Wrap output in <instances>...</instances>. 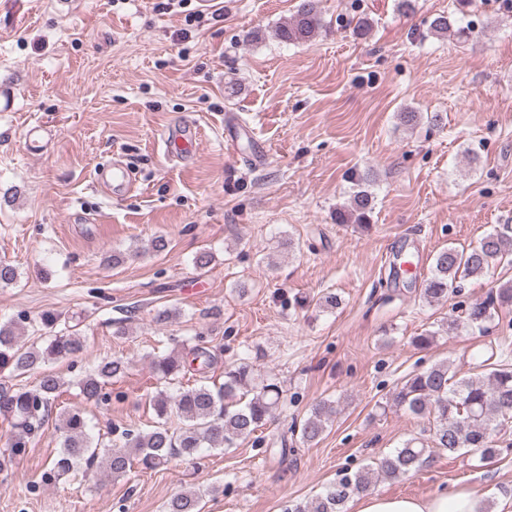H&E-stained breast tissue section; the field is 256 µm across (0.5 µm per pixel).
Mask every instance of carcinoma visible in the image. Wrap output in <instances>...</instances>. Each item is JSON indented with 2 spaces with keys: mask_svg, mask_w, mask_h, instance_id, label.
<instances>
[{
  "mask_svg": "<svg viewBox=\"0 0 512 512\" xmlns=\"http://www.w3.org/2000/svg\"><path fill=\"white\" fill-rule=\"evenodd\" d=\"M457 23L454 14H441L430 22V32L444 36L453 30L459 38H469L474 26L457 28ZM324 27L319 0H300L289 20L278 26L275 36L286 43H307ZM352 182L357 191L348 207L336 209V221L363 224L374 206V195L369 190L373 184L370 171L354 175ZM505 262L512 264L509 224L487 234L474 246L439 250L423 297L430 303L446 302L463 281L485 276ZM511 304L512 283L507 281L490 289L484 299L473 302L465 316L448 320V327L463 325L482 331L496 307ZM37 325L49 331L40 346L26 341L28 328ZM84 343V337L53 314L0 321V419L11 427L7 446L0 450V469L25 455L62 393V378L43 366L82 351ZM222 352L224 347L211 345L205 336H196L186 352L173 349L152 357L150 371L163 385L151 399L154 425L148 430H122L124 442L115 448L89 433L82 408L61 411L56 425L60 450L43 472L41 482L55 483L84 467H95L114 479L125 478L136 464L143 470H153L174 459L189 462L204 448L224 451L254 435L281 405L283 390L275 378L261 375L252 363L240 358L224 368V382L218 386L182 385L187 372L206 373ZM127 369L128 363L121 358L102 359L76 385L86 400L103 404L110 397L106 392L109 381ZM25 374L36 375L33 387L12 383V378ZM387 406L431 420L430 445L417 438L409 439L394 452L378 458L373 466L345 473L322 494L293 505L288 512H347L350 499L371 490L375 479L397 480L420 470L429 461L433 447L450 454L461 450L478 453L484 461L509 451L507 447H495L491 433L512 419V363L504 357L487 374L458 380L448 363H436L407 376L389 396ZM335 414L332 402L315 404L302 424V441L318 442ZM202 501L200 491L184 489L165 503L164 512H202Z\"/></svg>",
  "mask_w": 512,
  "mask_h": 512,
  "instance_id": "cac0c4a2",
  "label": "carcinoma"
}]
</instances>
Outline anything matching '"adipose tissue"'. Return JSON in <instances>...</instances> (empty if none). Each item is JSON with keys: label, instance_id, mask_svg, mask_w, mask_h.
Here are the masks:
<instances>
[{"label": "adipose tissue", "instance_id": "obj_1", "mask_svg": "<svg viewBox=\"0 0 512 512\" xmlns=\"http://www.w3.org/2000/svg\"><path fill=\"white\" fill-rule=\"evenodd\" d=\"M356 512H481L477 492L467 488L421 497H383L363 493L356 498Z\"/></svg>", "mask_w": 512, "mask_h": 512}]
</instances>
